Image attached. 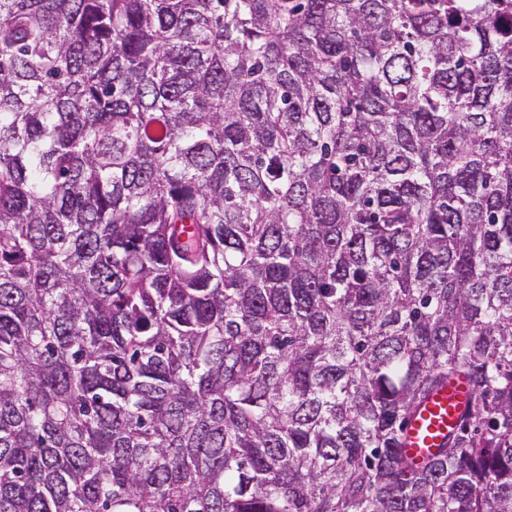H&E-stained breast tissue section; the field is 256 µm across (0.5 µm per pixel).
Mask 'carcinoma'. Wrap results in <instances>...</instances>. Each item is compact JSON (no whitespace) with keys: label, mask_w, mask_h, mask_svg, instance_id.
Wrapping results in <instances>:
<instances>
[{"label":"carcinoma","mask_w":512,"mask_h":512,"mask_svg":"<svg viewBox=\"0 0 512 512\" xmlns=\"http://www.w3.org/2000/svg\"><path fill=\"white\" fill-rule=\"evenodd\" d=\"M0 512H512V0H0ZM468 399V388L455 382L434 394L406 428V452L421 457L432 448H439L441 441L455 428Z\"/></svg>","instance_id":"cac0c4a2"}]
</instances>
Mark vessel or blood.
<instances>
[{"mask_svg": "<svg viewBox=\"0 0 512 512\" xmlns=\"http://www.w3.org/2000/svg\"><path fill=\"white\" fill-rule=\"evenodd\" d=\"M468 399L465 383L455 382L434 394L411 419L405 434V450L420 457L433 448L455 428Z\"/></svg>", "mask_w": 512, "mask_h": 512, "instance_id": "1", "label": "vessel or blood"}]
</instances>
